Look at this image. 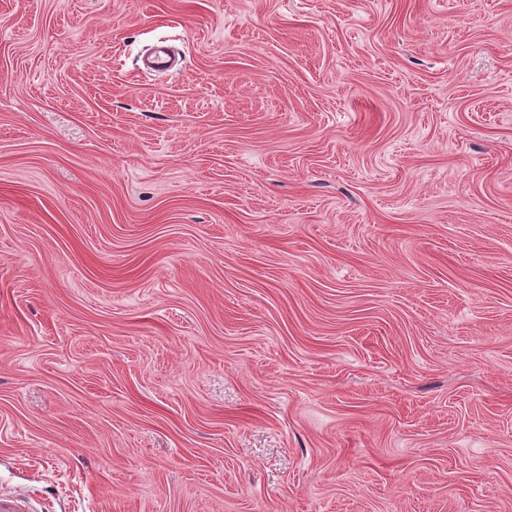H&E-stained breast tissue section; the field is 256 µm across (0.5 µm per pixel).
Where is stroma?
<instances>
[{"label": "stroma", "instance_id": "1", "mask_svg": "<svg viewBox=\"0 0 512 512\" xmlns=\"http://www.w3.org/2000/svg\"><path fill=\"white\" fill-rule=\"evenodd\" d=\"M1 491L512 512V0H0Z\"/></svg>", "mask_w": 512, "mask_h": 512}]
</instances>
